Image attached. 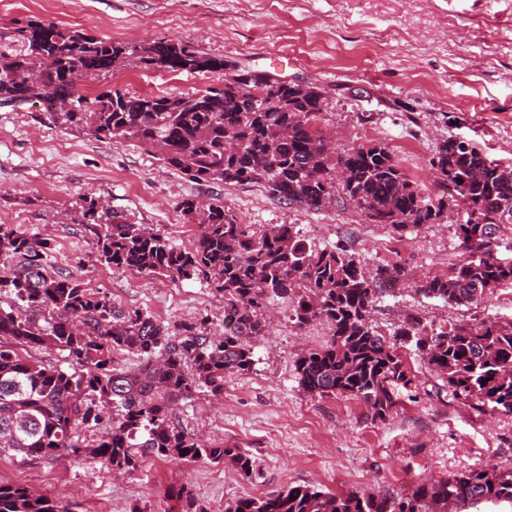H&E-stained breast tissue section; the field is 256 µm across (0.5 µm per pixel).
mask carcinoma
I'll list each match as a JSON object with an SVG mask.
<instances>
[{
  "label": "carcinoma",
  "mask_w": 512,
  "mask_h": 512,
  "mask_svg": "<svg viewBox=\"0 0 512 512\" xmlns=\"http://www.w3.org/2000/svg\"><path fill=\"white\" fill-rule=\"evenodd\" d=\"M232 68L224 84L195 92L142 94L113 89L76 95L71 110L55 107L58 90L73 92V76L100 83L126 69L204 73ZM0 102L40 103L66 130L113 142L135 141L194 182L261 184L290 205L321 210L348 201L370 224L404 230L437 224L449 203L469 220L457 225L465 257L421 291L452 305L471 306L512 284V256L496 249L502 224H512V163L488 159L474 143L442 140L431 165L446 191L432 198L409 180L383 143L336 151L315 126L326 111L316 83L300 88L265 71L208 55L182 40L129 43L82 29L29 20L0 33ZM184 216L200 233L179 249L159 231L134 224L81 197L101 261L170 281L198 278L224 295V331L206 317L173 332L147 313L124 311L106 294L46 267L50 241L0 224V453L22 459L91 456L117 473H132L147 455L191 461L206 457L251 475L255 461L239 448L206 445L174 422L173 406L203 387L224 394V378L254 364L250 339L268 326L267 300L296 299L294 321L331 323L330 342L300 356V385L319 395H349L383 420L414 376L399 352L410 344L443 375L452 398L480 412L512 415V321L427 326L409 316L386 336L371 313L394 267L375 273L347 251L318 250L292 224L257 232L224 204L185 198ZM480 215L484 224L472 223ZM26 347L66 353L71 369L22 356ZM141 357L135 371L114 354ZM106 434L80 440V428ZM512 505V467L478 468L415 485L401 497L335 494L295 485L270 496L238 499L225 512H448L479 501ZM0 512H61L52 499L0 485Z\"/></svg>",
  "instance_id": "1"
}]
</instances>
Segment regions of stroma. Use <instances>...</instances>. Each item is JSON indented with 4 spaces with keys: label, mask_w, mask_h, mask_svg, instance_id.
Returning <instances> with one entry per match:
<instances>
[{
    "label": "stroma",
    "mask_w": 512,
    "mask_h": 512,
    "mask_svg": "<svg viewBox=\"0 0 512 512\" xmlns=\"http://www.w3.org/2000/svg\"><path fill=\"white\" fill-rule=\"evenodd\" d=\"M30 19L114 41L181 39L242 67L316 83L328 103L318 125L334 133L337 150L384 142L433 197L444 183L430 160L446 137L474 140L489 159L512 162V0H0V29ZM223 81L220 71L128 70L98 88L166 94ZM88 193L181 248L191 246L199 228L179 202L218 198L243 223L294 225L317 249H347L369 271L399 266L404 288L383 293L372 313L386 334L412 315L437 326L512 320V285L470 307L419 290L462 260L461 209L439 224L402 234L379 226L368 235L353 205L302 209L258 184H199L139 143L49 126L37 103L0 105V224L49 239L50 272L78 278L123 309L172 328L206 314L220 333L224 299L205 282L159 280L100 261L77 205ZM271 309L267 332L253 342L252 369L226 378L223 398L196 388L174 410L189 434L246 450L255 461L251 476L203 457L148 456L133 474L118 475L95 460L23 462L0 454V484L30 488L63 512H181L182 488L211 512H224L236 498L297 484L401 497L421 482L512 467V415L481 414L453 400L446 381L414 350L403 352L412 391L385 420L372 419L361 400L306 392L296 361L326 344L329 326L320 320L298 327L287 299L272 300Z\"/></svg>",
    "instance_id": "1"
}]
</instances>
